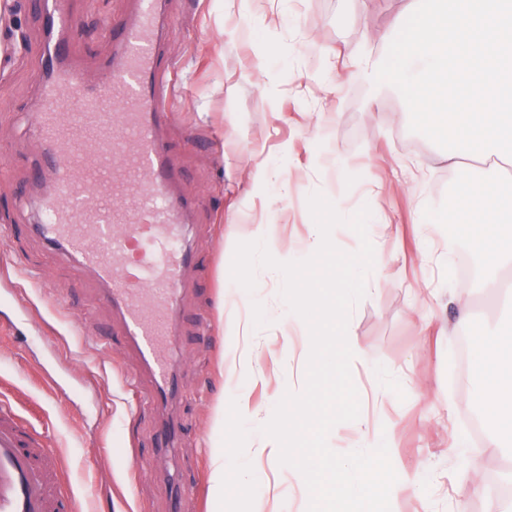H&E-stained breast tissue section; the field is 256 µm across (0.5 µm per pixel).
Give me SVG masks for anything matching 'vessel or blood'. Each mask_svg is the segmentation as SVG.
Instances as JSON below:
<instances>
[{"label":"vessel or blood","mask_w":512,"mask_h":512,"mask_svg":"<svg viewBox=\"0 0 512 512\" xmlns=\"http://www.w3.org/2000/svg\"><path fill=\"white\" fill-rule=\"evenodd\" d=\"M47 72L41 103L29 113L40 155L29 179L51 219L34 232L52 249L93 270L109 291L125 332L147 363L148 402L167 399L174 378L165 339L176 314L191 254L183 224L195 209L164 128L176 120L180 89L161 51L166 0H130L106 35L112 52L91 72L73 58L71 0H45ZM126 200L125 208L115 200ZM33 435L0 403V512H60Z\"/></svg>","instance_id":"1"}]
</instances>
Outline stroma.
I'll list each match as a JSON object with an SVG mask.
<instances>
[{
    "instance_id": "1",
    "label": "stroma",
    "mask_w": 512,
    "mask_h": 512,
    "mask_svg": "<svg viewBox=\"0 0 512 512\" xmlns=\"http://www.w3.org/2000/svg\"><path fill=\"white\" fill-rule=\"evenodd\" d=\"M412 0H264L267 23L226 0H167L168 78L185 85L168 131L182 190L201 201L184 228L199 257L181 294L167 349L179 389L164 406L143 400L144 364L94 275L23 227L17 208L38 154L25 140L47 53L40 0H0V400L12 404L60 459L58 485L79 512H307L309 493L291 468L272 462L260 428L287 388L303 389L309 350L288 321L275 270L257 268L261 289L230 277L237 242L256 222L277 226L274 257L307 255L308 197L318 192L345 216L376 214L368 233L392 256L381 286L367 285L349 327L365 362L354 368L360 416L330 431L340 454L386 442L398 476L391 512H512V451L490 445L476 391L480 363L460 359L456 339L512 326V287L487 293L462 278L460 250L444 264L448 234L423 233L419 211L439 206L456 177L444 149L409 129V110L387 90L367 110L368 83L353 74L357 51L377 59ZM75 57L99 64L111 48L97 29L121 18L127 0H73ZM265 161L273 172L256 184ZM467 303L472 324L455 328ZM247 396L236 428L215 425L220 405ZM174 446L157 451L162 423ZM465 433L459 448L457 433ZM231 448L248 483L223 498L212 489L217 452Z\"/></svg>"
}]
</instances>
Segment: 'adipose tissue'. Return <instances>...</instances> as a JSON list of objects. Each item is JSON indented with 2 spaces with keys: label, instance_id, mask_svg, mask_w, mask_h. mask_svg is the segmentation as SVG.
<instances>
[{
  "label": "adipose tissue",
  "instance_id": "obj_1",
  "mask_svg": "<svg viewBox=\"0 0 512 512\" xmlns=\"http://www.w3.org/2000/svg\"><path fill=\"white\" fill-rule=\"evenodd\" d=\"M475 344L487 437L512 441V328L481 332Z\"/></svg>",
  "mask_w": 512,
  "mask_h": 512
}]
</instances>
